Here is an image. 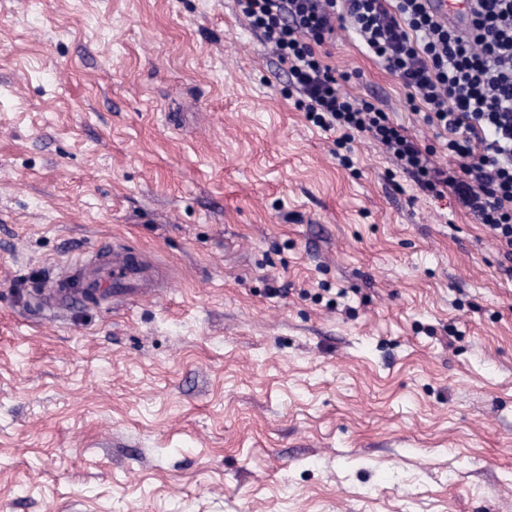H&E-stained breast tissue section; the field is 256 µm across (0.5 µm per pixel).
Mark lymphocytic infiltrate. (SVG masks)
Listing matches in <instances>:
<instances>
[{
    "label": "lymphocytic infiltrate",
    "instance_id": "1",
    "mask_svg": "<svg viewBox=\"0 0 512 512\" xmlns=\"http://www.w3.org/2000/svg\"><path fill=\"white\" fill-rule=\"evenodd\" d=\"M288 74L295 106L312 125L335 132L339 160L365 134L423 192L454 196L512 261V0H473L458 31L427 0H235ZM358 36L408 90L459 167L437 165L407 129L346 91L351 76L323 60L337 25Z\"/></svg>",
    "mask_w": 512,
    "mask_h": 512
}]
</instances>
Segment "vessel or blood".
Instances as JSON below:
<instances>
[{
    "label": "vessel or blood",
    "mask_w": 512,
    "mask_h": 512,
    "mask_svg": "<svg viewBox=\"0 0 512 512\" xmlns=\"http://www.w3.org/2000/svg\"><path fill=\"white\" fill-rule=\"evenodd\" d=\"M430 10L455 29L470 25L467 0H429ZM151 279L142 252L126 245L97 249L86 254L74 270L48 282L35 296L37 309H65L79 299H97L107 305L127 301L132 295L148 292Z\"/></svg>",
    "instance_id": "1"
}]
</instances>
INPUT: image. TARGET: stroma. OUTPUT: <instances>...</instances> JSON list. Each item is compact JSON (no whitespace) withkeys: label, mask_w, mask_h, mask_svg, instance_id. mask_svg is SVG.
I'll return each mask as SVG.
<instances>
[{"label":"stroma","mask_w":512,"mask_h":512,"mask_svg":"<svg viewBox=\"0 0 512 512\" xmlns=\"http://www.w3.org/2000/svg\"><path fill=\"white\" fill-rule=\"evenodd\" d=\"M335 139L234 0H0V512H512L508 263ZM114 243L159 293L32 312Z\"/></svg>","instance_id":"obj_1"}]
</instances>
